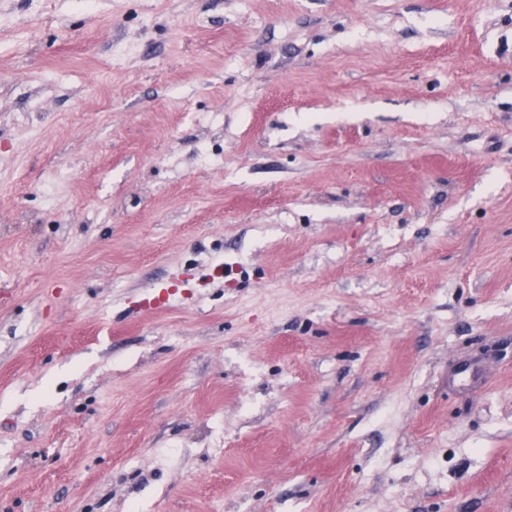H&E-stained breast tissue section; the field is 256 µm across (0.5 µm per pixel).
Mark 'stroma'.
Masks as SVG:
<instances>
[{
	"mask_svg": "<svg viewBox=\"0 0 512 512\" xmlns=\"http://www.w3.org/2000/svg\"><path fill=\"white\" fill-rule=\"evenodd\" d=\"M0 512H512V0H0Z\"/></svg>",
	"mask_w": 512,
	"mask_h": 512,
	"instance_id": "1",
	"label": "stroma"
}]
</instances>
